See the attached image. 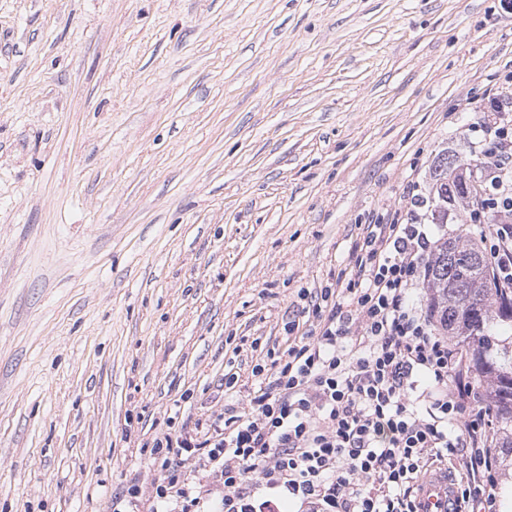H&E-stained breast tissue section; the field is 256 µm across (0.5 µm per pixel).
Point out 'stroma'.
I'll return each mask as SVG.
<instances>
[{
  "label": "stroma",
  "mask_w": 512,
  "mask_h": 512,
  "mask_svg": "<svg viewBox=\"0 0 512 512\" xmlns=\"http://www.w3.org/2000/svg\"><path fill=\"white\" fill-rule=\"evenodd\" d=\"M512 81L506 0H0V512H112Z\"/></svg>",
  "instance_id": "35a3bbf8"
}]
</instances>
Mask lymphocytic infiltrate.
Listing matches in <instances>:
<instances>
[{
  "instance_id": "obj_1",
  "label": "lymphocytic infiltrate",
  "mask_w": 512,
  "mask_h": 512,
  "mask_svg": "<svg viewBox=\"0 0 512 512\" xmlns=\"http://www.w3.org/2000/svg\"><path fill=\"white\" fill-rule=\"evenodd\" d=\"M487 108L473 128L490 162L464 221L480 228L497 287L512 290V123L498 97ZM425 206L408 183L401 203L364 226L348 271L300 291V319L286 323L270 365H254L247 394L156 440L149 512H414L419 476L449 460L464 505L491 512L489 412L466 352L417 300L436 244ZM192 459L202 477L183 475Z\"/></svg>"
}]
</instances>
